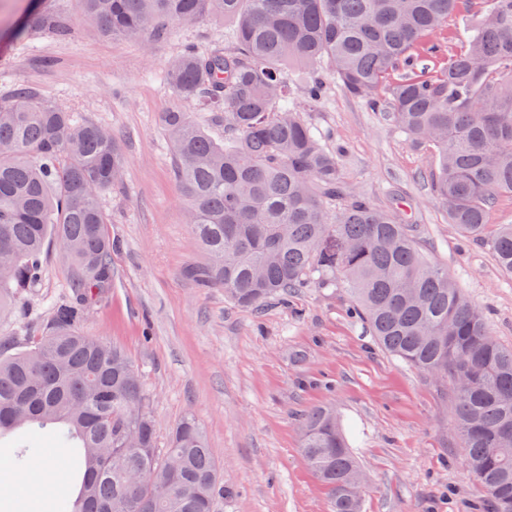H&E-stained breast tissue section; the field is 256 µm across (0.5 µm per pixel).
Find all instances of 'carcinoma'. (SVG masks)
Masks as SVG:
<instances>
[{
  "instance_id": "cac0c4a2",
  "label": "carcinoma",
  "mask_w": 512,
  "mask_h": 512,
  "mask_svg": "<svg viewBox=\"0 0 512 512\" xmlns=\"http://www.w3.org/2000/svg\"><path fill=\"white\" fill-rule=\"evenodd\" d=\"M102 33L168 39L175 21L232 23L229 39L188 46L162 80L208 121L191 113L159 117L187 222L206 263L189 270L235 305L258 310L270 299L317 285H347L354 314L392 356L453 387L456 426L469 471L492 512H512V349L448 269L418 246L408 225L344 194L336 154L299 115L291 83L311 102L326 89L324 65L370 109L390 104L400 132L436 157L433 191L448 223L467 240L485 239L489 215L512 196V0H486L474 25L448 51L437 33L459 0H80ZM28 26L57 37L67 23L34 12ZM443 61L429 74L425 62ZM121 142L102 126L45 102L27 87L0 101V313L43 272L48 240L64 244L69 298L28 349L0 350V439L26 432L15 460L27 466L29 433H49L79 461L69 512H214L234 488L195 418L185 416L165 447L138 371L125 354L78 330L87 305L112 284V240L100 196L121 179ZM495 262L512 279V224L490 238ZM302 453L325 486L331 512H362V470L336 415L301 418ZM180 463L166 496L150 498L126 480L163 476Z\"/></svg>"
}]
</instances>
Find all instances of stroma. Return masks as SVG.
Masks as SVG:
<instances>
[{
	"label": "stroma",
	"mask_w": 512,
	"mask_h": 512,
	"mask_svg": "<svg viewBox=\"0 0 512 512\" xmlns=\"http://www.w3.org/2000/svg\"><path fill=\"white\" fill-rule=\"evenodd\" d=\"M65 19L68 37L31 30V12ZM171 38L132 42L103 36L79 0H0V96L33 88L44 100L119 136L126 164L100 205L113 242L112 286L92 302L85 335L120 345L150 396L158 441L193 415L205 431L233 497L216 512H331L326 489L302 454L299 416L335 409L368 477L363 512H489L468 471L455 430L454 395L382 350L352 317L343 289L303 288L287 304L254 312L223 289L204 288L186 271L205 256L185 218L158 118L195 112L159 74L185 44L223 39L212 20L174 24ZM302 117L327 149L343 147L341 181L411 225L420 248L447 267L492 333L512 347V280L488 244L459 236L433 195L435 161L398 132L387 111L369 109L337 82L316 102L299 100ZM72 269L47 243L42 279L0 315V341L28 346L68 298ZM73 486L36 498H0V512H63Z\"/></svg>",
	"instance_id": "1"
}]
</instances>
